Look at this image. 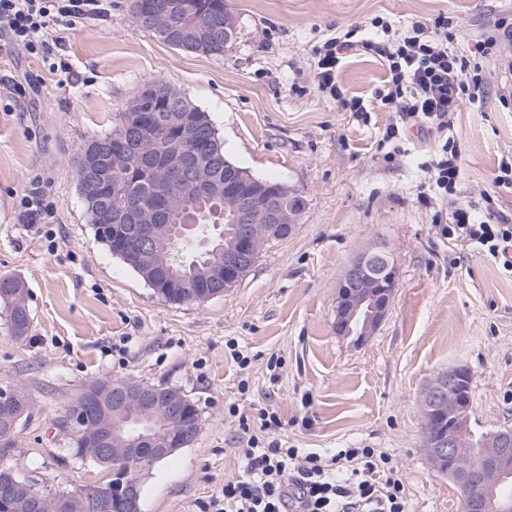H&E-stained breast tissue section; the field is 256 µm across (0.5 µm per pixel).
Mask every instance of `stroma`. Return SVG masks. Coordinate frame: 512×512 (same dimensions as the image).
Instances as JSON below:
<instances>
[{
  "mask_svg": "<svg viewBox=\"0 0 512 512\" xmlns=\"http://www.w3.org/2000/svg\"><path fill=\"white\" fill-rule=\"evenodd\" d=\"M225 3L236 38L218 58L141 29L128 0L52 30L70 75L20 50L0 56V275L23 282L32 317L18 339L0 313V388L22 384L35 397L16 434L14 470L75 492L111 481L114 471L73 456L59 422L85 384L127 378L179 389L200 413L192 444L145 471L142 512H207L239 473L241 417L265 407L289 446L388 451L410 512H462L456 486L424 450L420 396L438 372L469 366L472 429L512 428V274L436 234L420 200L435 187L420 165L442 137L411 127L404 157L384 161L377 144L392 115L376 98L381 59L350 56L338 72L345 97L371 104L363 120L318 88L316 51L377 16L399 25L442 13L465 53L491 18H512V0ZM486 76L484 101L454 115L460 197L490 195L512 222V184L496 180L501 160H512V105L498 100L504 74L490 65ZM158 78L208 112L231 161L288 185L305 205L287 238L264 245L242 280L203 303L166 300L112 256L79 190L87 140L110 131L125 102ZM28 83L37 94L14 101L9 86ZM36 186L39 224L21 207ZM373 245L388 251L398 286L373 336L359 342L334 330L337 285ZM273 355L282 362L275 378Z\"/></svg>",
  "mask_w": 512,
  "mask_h": 512,
  "instance_id": "1",
  "label": "stroma"
}]
</instances>
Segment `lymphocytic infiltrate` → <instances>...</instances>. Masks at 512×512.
<instances>
[{
  "label": "lymphocytic infiltrate",
  "mask_w": 512,
  "mask_h": 512,
  "mask_svg": "<svg viewBox=\"0 0 512 512\" xmlns=\"http://www.w3.org/2000/svg\"><path fill=\"white\" fill-rule=\"evenodd\" d=\"M102 0H0V46L16 48L48 60L53 71L69 72L65 57L54 56L48 40L52 27H74L102 13ZM451 17L415 19L396 26L373 18L364 30L337 33L324 45L317 61L320 89L339 93L335 74L344 55L356 52L382 59L386 79L379 93L387 111L396 114L379 140L387 161H394L408 123L425 124L436 132L450 129L458 107L482 101L484 67L493 63L512 72V22L495 21L492 31L476 42L475 56L457 52ZM433 183L455 193L460 174L453 139L424 164ZM450 222L434 213L441 236L463 247L483 251L512 273V224L494 209L472 202L457 203ZM258 431L239 451L241 472L225 481L214 512H408L403 480L391 454L379 448H340L330 456L286 446L270 436L275 413H257Z\"/></svg>",
  "instance_id": "lymphocytic-infiltrate-1"
}]
</instances>
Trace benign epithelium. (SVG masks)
<instances>
[{"label":"benign epithelium","instance_id":"1","mask_svg":"<svg viewBox=\"0 0 512 512\" xmlns=\"http://www.w3.org/2000/svg\"><path fill=\"white\" fill-rule=\"evenodd\" d=\"M133 19L137 25L160 36L166 37L178 27L189 26L204 42L220 43L235 37L236 32L220 33L212 28L205 14L195 11L192 0H138ZM163 100L155 112L135 125L121 120L112 136V163L116 167L124 164L128 151L150 154L153 151L156 130H173L182 146L167 151L153 169L162 178L169 180H192L201 195L219 198L227 188L212 177H199V171L189 166L188 158L204 151L202 139L205 134L190 122L186 114L177 115L172 108V99L164 93L158 94ZM94 203L105 220L112 224H127L133 219L135 207L111 210L112 198L122 192L119 182H98L95 185ZM232 205L225 212L228 223L234 226L233 243L224 249V278L221 281L199 283V289L188 291L189 298L208 300L234 284L243 272V266L252 264L258 253V246L252 235L255 224H279L293 229L301 211L287 205L274 192L238 193L232 196ZM220 228V225L213 226ZM209 225H199L186 219L182 224L170 225L173 241L170 261L186 262V254L206 248L212 241ZM158 228L154 223L135 224L127 231L124 242L114 247L115 254L133 266L140 265L157 248ZM389 255L382 248H370L359 253L347 266L338 284L336 298V335L355 337L364 342L372 335L385 316L398 283L393 279L380 277L378 268L388 262ZM149 285L158 293L168 287L169 273L165 266L154 267L147 277ZM472 372L466 365H457L446 373H439L424 387L421 405L424 408L429 427L425 429V451L433 466L460 490L463 512H506L499 500L497 488L502 478L512 476V429L501 430L491 437L488 444L477 453L473 465H463L461 458L466 449L461 447V431L439 429L437 424L456 415L462 417L470 407ZM16 393L0 394V405L12 410L10 424L0 432V461L14 457L15 425L19 418L33 409L28 402L18 406ZM111 397L112 417L127 418L139 416L150 419L159 412L165 420L163 433L146 436L126 431L119 423L100 419L101 401ZM192 413L190 402L176 390L160 391L144 383H91L82 388L72 410L63 418L64 425L72 428L86 423L90 418L98 422L84 431L92 438L94 454L112 451L113 441L121 442L118 449L125 461L151 467L168 458L173 451L189 445L176 425ZM34 486L26 479L17 483L9 492L11 512H44L50 508L61 512L64 503L49 501L32 494ZM116 498L120 499L123 512H141L140 482L131 479L116 487Z\"/></svg>","mask_w":512,"mask_h":512}]
</instances>
